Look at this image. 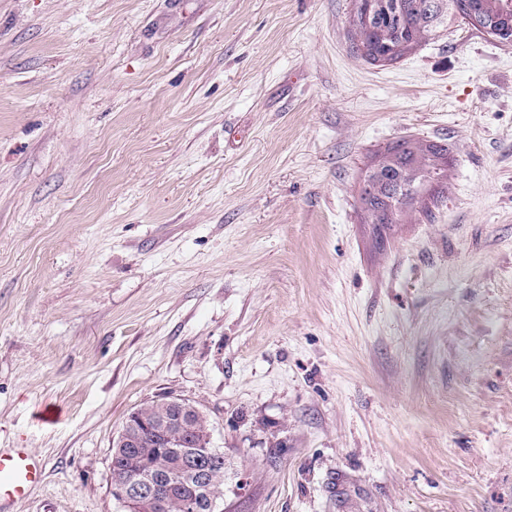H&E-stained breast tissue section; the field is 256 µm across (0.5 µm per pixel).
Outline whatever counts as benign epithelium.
Masks as SVG:
<instances>
[{"label": "benign epithelium", "instance_id": "7a95c632", "mask_svg": "<svg viewBox=\"0 0 512 512\" xmlns=\"http://www.w3.org/2000/svg\"><path fill=\"white\" fill-rule=\"evenodd\" d=\"M168 411L153 415L146 407H139L129 415L127 428L112 439V455L123 457L128 450L141 445V430H150L162 435L166 447L158 449L154 471L131 473L123 482L112 486V496L133 512H168L171 497V474L164 465V456L169 449L178 450L181 456L179 475L191 476L192 493L179 502L181 512H198V495H204L210 509L218 507L208 481L207 472L201 467L200 448L209 446L211 433L195 427L194 419L205 417L195 404L180 399L162 400Z\"/></svg>", "mask_w": 512, "mask_h": 512}]
</instances>
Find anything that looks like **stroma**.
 I'll use <instances>...</instances> for the list:
<instances>
[{
    "label": "stroma",
    "instance_id": "1",
    "mask_svg": "<svg viewBox=\"0 0 512 512\" xmlns=\"http://www.w3.org/2000/svg\"><path fill=\"white\" fill-rule=\"evenodd\" d=\"M352 10L0 0V450L45 464L7 512H124L162 397L223 512H512V45L374 65ZM409 138L447 179L381 242L361 182Z\"/></svg>",
    "mask_w": 512,
    "mask_h": 512
}]
</instances>
